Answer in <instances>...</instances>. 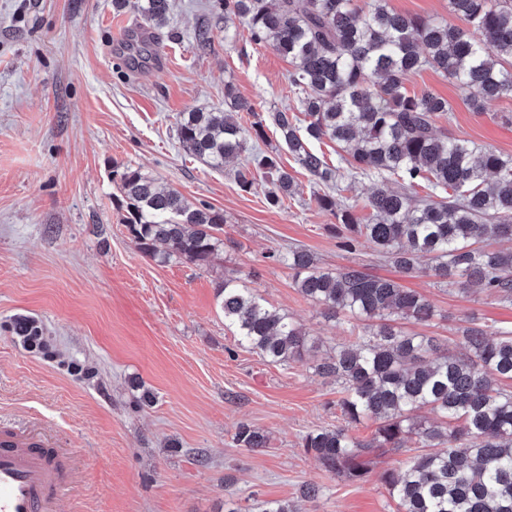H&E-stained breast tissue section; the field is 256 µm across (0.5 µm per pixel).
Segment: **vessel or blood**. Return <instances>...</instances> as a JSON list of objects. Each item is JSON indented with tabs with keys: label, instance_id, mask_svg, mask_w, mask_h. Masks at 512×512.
Listing matches in <instances>:
<instances>
[{
	"label": "vessel or blood",
	"instance_id": "vessel-or-blood-1",
	"mask_svg": "<svg viewBox=\"0 0 512 512\" xmlns=\"http://www.w3.org/2000/svg\"><path fill=\"white\" fill-rule=\"evenodd\" d=\"M81 470L68 444L41 435L38 423L0 426V512H58L62 485Z\"/></svg>",
	"mask_w": 512,
	"mask_h": 512
}]
</instances>
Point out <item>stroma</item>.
<instances>
[{"label":"stroma","instance_id":"1","mask_svg":"<svg viewBox=\"0 0 512 512\" xmlns=\"http://www.w3.org/2000/svg\"><path fill=\"white\" fill-rule=\"evenodd\" d=\"M213 0H172L154 59L132 67L121 46L138 17L112 0H0V422L38 419L70 442L84 469L61 497L62 512H254L268 500L297 512H397L380 480L402 454L351 483L301 448L307 431L341 423L337 385L303 364L266 362L224 323L216 288L226 272L251 279L270 306L288 311L323 346L344 342V318L329 319L293 285L272 250L299 246L318 264L358 263L417 290L438 314L420 334L455 341L469 319L512 329V305L464 296L425 273L409 277L372 248L349 253L318 210V187L278 137L300 192L277 207L266 185L242 190L235 163L198 161L179 142V113L224 109V91L256 111L294 112L287 59L268 46L224 44L235 17ZM208 28L209 48L196 41ZM409 92L431 89L452 106L446 126L477 146L512 154V126L498 121L512 98L472 111L463 93L431 71ZM117 166L151 173L189 202L224 212V249L207 269L144 257L125 224ZM40 321L48 353L23 347L8 325ZM154 393L138 405L141 390ZM262 429L267 447H238L239 424ZM321 486L301 499L303 483Z\"/></svg>","mask_w":512,"mask_h":512}]
</instances>
